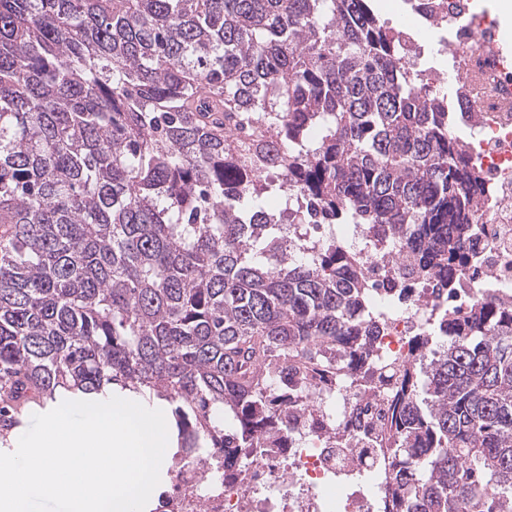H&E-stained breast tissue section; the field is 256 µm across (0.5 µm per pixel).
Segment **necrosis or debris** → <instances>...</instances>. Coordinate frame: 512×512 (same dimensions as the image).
Listing matches in <instances>:
<instances>
[{"instance_id": "necrosis-or-debris-1", "label": "necrosis or debris", "mask_w": 512, "mask_h": 512, "mask_svg": "<svg viewBox=\"0 0 512 512\" xmlns=\"http://www.w3.org/2000/svg\"><path fill=\"white\" fill-rule=\"evenodd\" d=\"M411 17L398 30L404 59L424 53L423 34L438 31L451 55L455 86L450 108L464 133L457 143L485 189L479 223L469 233L474 265L458 288L417 285L409 298L390 296L398 272L383 260L398 241L382 227L319 226L345 238L386 322L377 333L378 366L409 362L419 328L437 330L448 308L469 309L478 297L512 299V57L497 16L473 0H402ZM391 389L360 394L305 388L292 407L309 419L289 422L277 448H192L174 464L155 512H388L387 470L378 459L390 429ZM342 437L333 447L330 431Z\"/></svg>"}]
</instances>
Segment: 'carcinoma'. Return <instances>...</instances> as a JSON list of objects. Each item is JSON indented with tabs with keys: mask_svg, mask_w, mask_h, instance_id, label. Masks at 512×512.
I'll use <instances>...</instances> for the list:
<instances>
[{
	"mask_svg": "<svg viewBox=\"0 0 512 512\" xmlns=\"http://www.w3.org/2000/svg\"><path fill=\"white\" fill-rule=\"evenodd\" d=\"M371 0H0V444L113 395L179 451L280 439L271 383L359 377L379 317L345 244L464 274L483 189ZM396 380L395 512H512V302L448 310Z\"/></svg>",
	"mask_w": 512,
	"mask_h": 512,
	"instance_id": "carcinoma-1",
	"label": "carcinoma"
}]
</instances>
